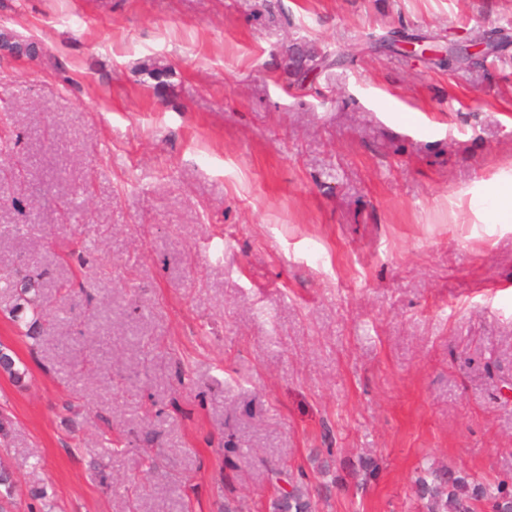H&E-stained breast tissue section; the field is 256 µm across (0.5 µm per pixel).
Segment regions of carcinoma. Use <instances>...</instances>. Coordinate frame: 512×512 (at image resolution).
I'll list each match as a JSON object with an SVG mask.
<instances>
[{
    "label": "carcinoma",
    "instance_id": "cac0c4a2",
    "mask_svg": "<svg viewBox=\"0 0 512 512\" xmlns=\"http://www.w3.org/2000/svg\"><path fill=\"white\" fill-rule=\"evenodd\" d=\"M0 42L12 48L19 55L33 57L39 53L33 43L23 46L11 40L10 32L0 31ZM326 63V58L315 51L297 53L294 75H299L303 65L317 69ZM20 296L24 305L15 308V312L30 311L26 336L35 338V328L40 325L44 311V299L39 295L30 278L24 279L20 287ZM0 370L8 374L16 383L24 380L26 372L17 367L9 348L0 345ZM419 497L426 512H473L472 504L486 502L492 512H512V485L504 481L497 483H475L452 469H434L428 467L416 479ZM16 492V484L5 465L0 463V512H9ZM269 512H312V502L307 488L295 485L292 490L271 499Z\"/></svg>",
    "mask_w": 512,
    "mask_h": 512
}]
</instances>
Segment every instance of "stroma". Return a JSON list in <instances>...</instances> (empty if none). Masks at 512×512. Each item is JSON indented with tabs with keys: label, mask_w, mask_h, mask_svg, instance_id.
I'll return each instance as SVG.
<instances>
[{
	"label": "stroma",
	"mask_w": 512,
	"mask_h": 512,
	"mask_svg": "<svg viewBox=\"0 0 512 512\" xmlns=\"http://www.w3.org/2000/svg\"><path fill=\"white\" fill-rule=\"evenodd\" d=\"M14 512H422L512 479V0H0ZM493 37L461 70L450 44ZM426 40L434 53L376 51ZM332 65L295 77L290 48ZM166 68L158 91L149 67ZM118 441L111 449L110 441ZM488 220L493 224H510L512 222V189L498 190L482 203ZM22 280L24 282L20 287V296L24 303L18 304L14 312L22 313L26 309L30 311L31 318L28 322V330L26 331L25 335L31 339H36L35 328L40 325L39 320L44 311V299L39 295V292L35 288V284L32 279L22 278ZM427 512H471L475 502H487L492 512H512V485L469 482L452 469L428 467L416 481ZM312 502L307 488L295 485L292 490L271 499L269 512H312Z\"/></svg>",
	"instance_id": "obj_1"
}]
</instances>
